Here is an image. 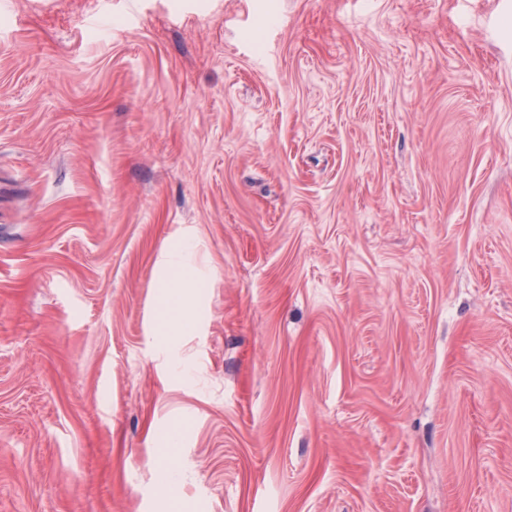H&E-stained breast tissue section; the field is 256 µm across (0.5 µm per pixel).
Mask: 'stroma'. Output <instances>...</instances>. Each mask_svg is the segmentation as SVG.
<instances>
[{
    "label": "stroma",
    "instance_id": "stroma-1",
    "mask_svg": "<svg viewBox=\"0 0 512 512\" xmlns=\"http://www.w3.org/2000/svg\"><path fill=\"white\" fill-rule=\"evenodd\" d=\"M0 512H512V0H0ZM164 288L165 300L172 305L166 317V330L169 335H180L189 326L191 318L178 302L187 296L195 285L191 280L181 278L168 280Z\"/></svg>",
    "mask_w": 512,
    "mask_h": 512
}]
</instances>
